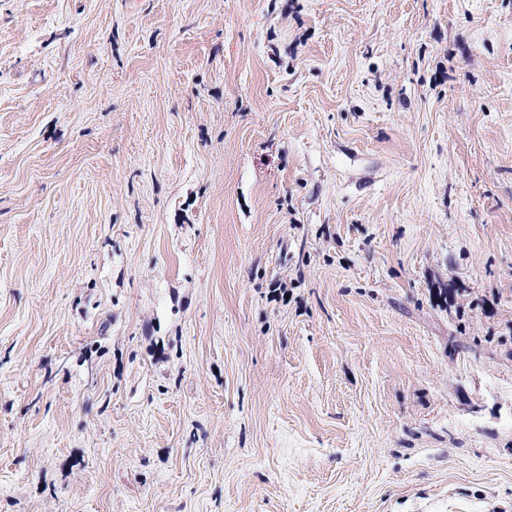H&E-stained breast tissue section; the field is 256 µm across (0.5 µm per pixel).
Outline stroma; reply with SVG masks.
Segmentation results:
<instances>
[{"label":"stroma","instance_id":"stroma-1","mask_svg":"<svg viewBox=\"0 0 512 512\" xmlns=\"http://www.w3.org/2000/svg\"><path fill=\"white\" fill-rule=\"evenodd\" d=\"M0 512H512V0H0Z\"/></svg>","mask_w":512,"mask_h":512}]
</instances>
